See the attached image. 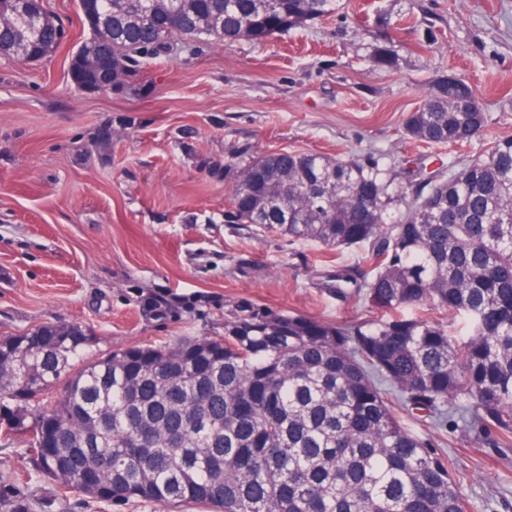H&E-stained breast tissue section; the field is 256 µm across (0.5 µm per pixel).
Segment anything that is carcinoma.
I'll return each instance as SVG.
<instances>
[{"label":"carcinoma","mask_w":512,"mask_h":512,"mask_svg":"<svg viewBox=\"0 0 512 512\" xmlns=\"http://www.w3.org/2000/svg\"><path fill=\"white\" fill-rule=\"evenodd\" d=\"M112 25L72 57L79 89L123 87L143 59L184 40L263 42L333 13L338 0H81ZM34 0H0V58L30 62L65 39L33 35ZM487 116L461 80H437L404 119L418 142L471 141ZM373 190L371 205L356 199ZM228 219L293 241L364 247L371 275L345 269L326 289L392 313L332 325L238 305L224 335L132 346L86 359L76 324L0 336V438L33 451L63 489L112 504L136 499L209 512H468L448 456L413 434L393 395L446 430L512 444V136L486 155L413 169L276 151L234 175ZM403 206L391 218L393 203ZM435 307L465 334L402 309Z\"/></svg>","instance_id":"cac0c4a2"}]
</instances>
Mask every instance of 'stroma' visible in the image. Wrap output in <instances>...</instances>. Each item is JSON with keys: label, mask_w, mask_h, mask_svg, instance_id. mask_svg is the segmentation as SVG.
Here are the masks:
<instances>
[{"label": "stroma", "mask_w": 512, "mask_h": 512, "mask_svg": "<svg viewBox=\"0 0 512 512\" xmlns=\"http://www.w3.org/2000/svg\"><path fill=\"white\" fill-rule=\"evenodd\" d=\"M44 5L63 45L36 64L0 59V336L78 324L99 356L223 335L241 302L335 325L380 318L322 286L328 267L362 264L359 250L228 222L232 172L279 150L446 162L512 135V0H340L262 44L146 60L112 91L72 83L89 35L78 0ZM382 53L392 65L377 64ZM451 71L477 88L484 130L458 149L413 143L406 114ZM393 409L453 460L469 512H512V447ZM4 484L30 512H169L60 494L23 444L0 440Z\"/></svg>", "instance_id": "1"}]
</instances>
